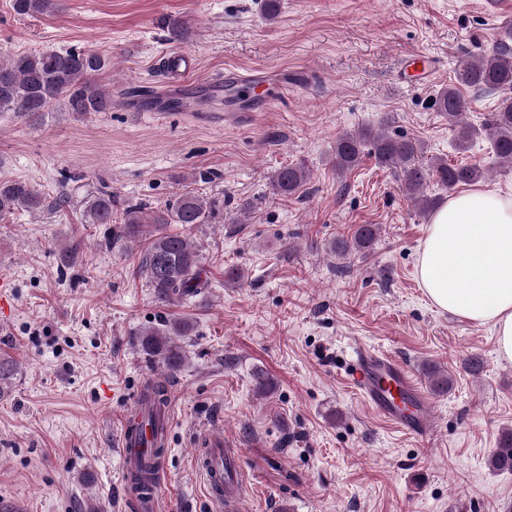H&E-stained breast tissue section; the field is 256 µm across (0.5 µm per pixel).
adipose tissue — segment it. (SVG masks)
<instances>
[{
    "label": "adipose tissue",
    "instance_id": "ef3b65f1",
    "mask_svg": "<svg viewBox=\"0 0 512 512\" xmlns=\"http://www.w3.org/2000/svg\"><path fill=\"white\" fill-rule=\"evenodd\" d=\"M417 271L438 309L492 325L500 359L512 361V190L449 197L430 220Z\"/></svg>",
    "mask_w": 512,
    "mask_h": 512
}]
</instances>
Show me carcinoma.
<instances>
[{"instance_id": "carcinoma-1", "label": "carcinoma", "mask_w": 512, "mask_h": 512, "mask_svg": "<svg viewBox=\"0 0 512 512\" xmlns=\"http://www.w3.org/2000/svg\"><path fill=\"white\" fill-rule=\"evenodd\" d=\"M51 6V0H13V10L21 16H34ZM107 66L98 53L77 49L38 52L0 60V112H13L20 117H38L62 104L75 115L87 116L94 112L112 110V94L103 90L95 76ZM477 91L500 92L502 97L496 111L490 113L484 125L477 129L464 122L465 103L460 87ZM512 30L505 32L480 59L465 65L458 73L456 83L440 90L434 104L448 116V126L456 132L457 146L468 148L477 136L487 137L497 158L512 165ZM376 163L398 175L403 191L418 210L427 213L438 205V199L426 192L427 183L434 180L453 189L485 178V169L479 165H451L442 157L425 159L421 141L405 136H392L369 129L343 132L336 137L333 147L334 165L340 175L357 167L364 148ZM310 179L308 168L292 164L277 169L271 180L276 195L296 194ZM116 201L110 194L96 198L89 208V223L107 225L105 245L128 239L142 245L138 272L145 276L155 298L162 303H176L206 284L205 268L199 246L183 233L166 230L169 224L195 226L206 224L210 217V203L193 192L175 194L165 206L148 209L142 203H128L123 209L121 223L113 217ZM43 206L39 189L24 180L0 181V219L19 210L36 211ZM374 224H360L351 239L343 240L332 249L344 256L354 250L366 252L377 239ZM190 325L173 323L166 329L149 328L142 331L141 349L156 357L166 371H176L184 361L182 354L171 345V337L186 336ZM433 391H446L451 378L437 368L428 370ZM165 387L160 382L148 383L140 394V401L155 407L162 401ZM151 428V439L140 429V444L156 455L164 450L163 434L155 429V421L144 422ZM495 471H512V433L506 434L499 448L488 460Z\"/></svg>"}]
</instances>
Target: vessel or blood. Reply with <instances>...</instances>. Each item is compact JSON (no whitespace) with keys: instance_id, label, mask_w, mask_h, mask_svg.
I'll return each instance as SVG.
<instances>
[{"instance_id":"1","label":"vessel or blood","mask_w":512,"mask_h":512,"mask_svg":"<svg viewBox=\"0 0 512 512\" xmlns=\"http://www.w3.org/2000/svg\"><path fill=\"white\" fill-rule=\"evenodd\" d=\"M172 79L186 83L193 71L188 57L180 53L165 56ZM409 77L430 80L436 64L425 53H417L406 67ZM253 77L225 71L222 81L216 82L217 92L239 93L253 84ZM347 375L364 400L390 424L417 439L427 437L432 422L427 412L428 397L418 386L411 370L396 357L366 346H356L350 356ZM141 421L139 410H132L122 421L120 438L122 446L121 467L125 478H132L140 462L141 445L135 444L132 429ZM195 468L202 477L211 504L216 512H238L240 501L249 486L242 472L226 475L225 465L236 462L237 451L225 447L222 434L209 431L200 436ZM152 481L143 493L127 491L126 496L137 512H154L165 474L166 460L158 458Z\"/></svg>"}]
</instances>
